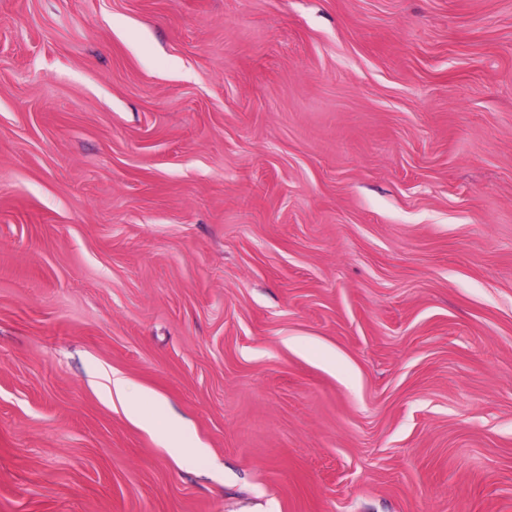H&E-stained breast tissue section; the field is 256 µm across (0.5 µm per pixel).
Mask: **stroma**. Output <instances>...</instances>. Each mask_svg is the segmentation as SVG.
<instances>
[{
    "label": "stroma",
    "mask_w": 512,
    "mask_h": 512,
    "mask_svg": "<svg viewBox=\"0 0 512 512\" xmlns=\"http://www.w3.org/2000/svg\"><path fill=\"white\" fill-rule=\"evenodd\" d=\"M0 512H512V0H0ZM104 393L112 404L117 400L127 415L138 421L148 431L159 434L167 451L186 462H192L204 453V446L194 439L183 424L174 417L164 420L143 415L135 400L130 396L129 382L121 375L105 372Z\"/></svg>",
    "instance_id": "1"
}]
</instances>
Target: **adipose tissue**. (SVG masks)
Returning a JSON list of instances; mask_svg holds the SVG:
<instances>
[{
	"label": "adipose tissue",
	"mask_w": 512,
	"mask_h": 512,
	"mask_svg": "<svg viewBox=\"0 0 512 512\" xmlns=\"http://www.w3.org/2000/svg\"><path fill=\"white\" fill-rule=\"evenodd\" d=\"M103 388L108 400L119 402L130 418L138 421L148 431L159 434L164 448L170 454L187 462L194 461L203 454V445L176 418L159 419L143 415L136 401L130 396L128 381L121 375L105 373Z\"/></svg>",
	"instance_id": "adipose-tissue-1"
}]
</instances>
